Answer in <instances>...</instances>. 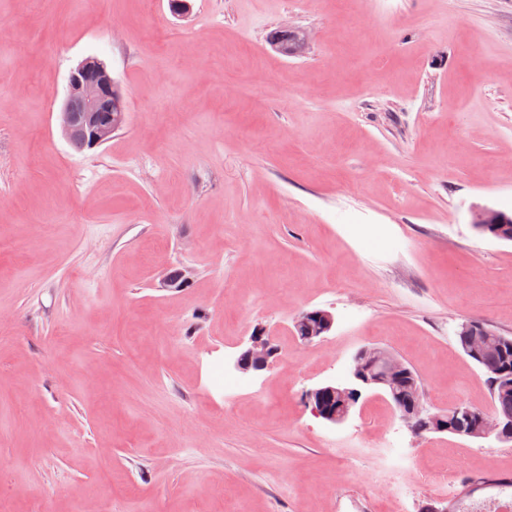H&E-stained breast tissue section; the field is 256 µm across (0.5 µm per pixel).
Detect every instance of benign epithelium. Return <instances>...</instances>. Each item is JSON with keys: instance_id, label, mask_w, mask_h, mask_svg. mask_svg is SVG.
<instances>
[{"instance_id": "1", "label": "benign epithelium", "mask_w": 512, "mask_h": 512, "mask_svg": "<svg viewBox=\"0 0 512 512\" xmlns=\"http://www.w3.org/2000/svg\"><path fill=\"white\" fill-rule=\"evenodd\" d=\"M123 94L117 81L112 77L106 65L95 57H88L71 69L67 76L65 97L62 101L59 119L61 131L69 139L79 130H89V148L94 149L112 139V135L120 130L126 122L127 113L123 112L121 99ZM498 211L492 208H481L474 213V227L482 234L491 225L501 224ZM334 316L322 309L304 310L295 320V327L301 333L299 339L304 343H312L322 339L331 331ZM464 346L475 354L485 335L483 328H477L472 322L462 323ZM368 348L362 347L352 356L349 367L350 383L357 387V393L368 390L385 393L393 402L395 411L409 429H414V419L424 414L422 397H417L412 407L400 406L397 394L389 389L392 381L405 372L404 363L386 350H377L379 370H371L369 365H360L358 361L365 356ZM275 355V348L269 337L259 333L250 338L236 359V368L242 373L260 372L268 368L270 359ZM336 393V385L325 384L306 392L308 404L312 405L315 415L328 424L344 423L352 414L355 404L343 406L338 413L326 409L322 397L325 393ZM481 435L484 437L495 433L499 437H512V415L494 414L480 418Z\"/></svg>"}]
</instances>
